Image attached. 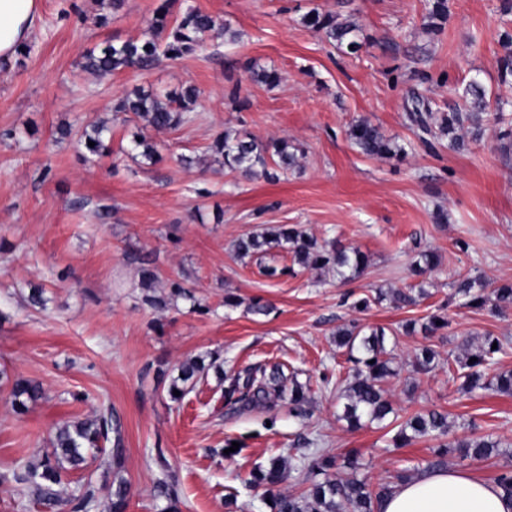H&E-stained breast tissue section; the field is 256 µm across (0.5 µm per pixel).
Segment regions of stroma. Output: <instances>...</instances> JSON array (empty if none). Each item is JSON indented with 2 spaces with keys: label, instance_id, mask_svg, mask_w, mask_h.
<instances>
[{
  "label": "stroma",
  "instance_id": "obj_1",
  "mask_svg": "<svg viewBox=\"0 0 512 512\" xmlns=\"http://www.w3.org/2000/svg\"><path fill=\"white\" fill-rule=\"evenodd\" d=\"M158 3L124 0L115 9L109 0H39L33 51L0 67V130L19 133L0 143V470L37 460L64 423L109 409L126 448L127 512H164L153 487L169 474L181 512H271L263 488L247 479L295 446L340 457L358 452L360 476L380 483L431 459L439 442L393 447V423L349 429L340 392L352 369L336 330L352 321L386 331L402 366L385 385L399 416L447 413L455 437L475 425L505 450L470 470L490 481L511 467L512 395L462 392L448 363L462 357V339L477 347L491 335L504 347L500 368L512 369V309L465 308L452 288L475 271L512 281V145L489 121L464 150H449L444 140L427 148L405 106L418 91L434 111H451L459 89L476 80L489 100H505L512 121V86L501 85L498 72L512 12H501V0H449L445 28L433 35L429 0H178L175 13L191 6L223 19L236 41L208 34L196 55L144 75L125 69L97 78L79 68L88 49L141 37ZM314 8L356 20L360 51L346 53L307 27L302 17ZM101 15L106 24H97ZM248 60L277 69L280 83L252 81ZM188 84L200 90L193 121L155 134L163 159L141 165L127 153L136 127L113 119V103L137 87ZM362 118L404 146V155L369 158L353 147L346 130ZM95 121L109 122L112 152L86 164L75 138L57 130ZM227 129L264 143L288 137L299 149L297 167L276 181L224 169L209 146ZM184 156L192 167L181 164ZM440 210L447 223H435ZM262 224H295L318 240H339L370 264L343 281L294 267L281 249L237 258L233 242ZM427 249L440 264L421 282L409 267ZM145 263L157 268L158 287L186 279L194 301L178 300L162 314L150 309L139 275ZM264 264L292 272L269 278ZM420 282L427 294L416 305L374 300L378 289ZM37 285L48 299L43 311L24 300ZM366 296L370 307L354 311ZM256 300L269 312H250ZM441 307L447 328L427 339L404 335L406 321L424 322ZM426 342L438 363L419 373L413 360ZM210 353L228 373L283 364L310 388L306 416L284 403L270 412L236 409L213 373L172 401L158 371L175 377L182 362ZM16 377L38 380L45 392L22 415L9 396ZM75 391L88 400L73 401ZM160 452L169 470L156 464Z\"/></svg>",
  "mask_w": 512,
  "mask_h": 512
}]
</instances>
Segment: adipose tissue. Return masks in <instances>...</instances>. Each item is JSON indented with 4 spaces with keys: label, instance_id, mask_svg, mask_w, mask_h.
Masks as SVG:
<instances>
[{
    "label": "adipose tissue",
    "instance_id": "ef3b65f1",
    "mask_svg": "<svg viewBox=\"0 0 512 512\" xmlns=\"http://www.w3.org/2000/svg\"><path fill=\"white\" fill-rule=\"evenodd\" d=\"M39 0H0V58L11 59L29 38ZM375 512H512L494 483L458 469L426 470L395 484Z\"/></svg>",
    "mask_w": 512,
    "mask_h": 512
}]
</instances>
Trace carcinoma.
Returning a JSON list of instances; mask_svg holds the SVG:
<instances>
[{
	"mask_svg": "<svg viewBox=\"0 0 512 512\" xmlns=\"http://www.w3.org/2000/svg\"><path fill=\"white\" fill-rule=\"evenodd\" d=\"M176 0H161L153 16L148 20L147 37L129 39L119 44H107L88 50L80 63L81 69L96 76H107L116 71L133 69L142 74L153 70L162 60H175L193 55L201 48L203 37L208 33L227 35L234 39V32L223 20L197 8H187L179 17L172 18ZM448 0H431L428 10V29L436 35L442 32L448 21ZM308 27L322 32L341 47L355 53L361 48L357 41L359 27L346 19L338 20L333 13L317 10L303 17ZM502 45L507 49L499 59L500 81L504 84L512 79V36L505 35ZM245 70L253 80L273 86L281 81L277 70L260 67L250 61ZM200 95L199 89L188 84L174 93L160 94L155 91H138L118 99L112 106L113 119L124 123L134 120L140 123L139 132L130 141V150L146 164L154 165L162 160L158 143L150 132L176 129L193 120V107ZM465 102L462 110L435 112L430 102L415 96L408 108L407 119L422 133L436 140H448V149L459 151L466 146L467 139L478 140L484 131V117L495 112V121L505 123L503 108L490 109V101L482 86L472 81L461 95ZM347 138L359 151L368 157H387L403 151L398 143L387 137L381 128L368 119L350 124ZM94 146H88V142ZM110 128L104 123H94L83 128L78 137L84 149V159H94L111 152ZM210 150L220 156L224 167L238 172L246 178L261 176L269 181L279 178L278 171L297 166L298 148L286 138L267 143L257 141L246 132L226 130L217 134ZM282 248L293 253L294 262L304 268L331 269L336 276L348 280L361 275L368 266L366 255L356 247L345 246L336 241L323 243L305 231L288 224L266 225L260 230L247 233L237 239L235 251L241 259L262 255L270 248ZM439 257L432 251L420 253L414 273L425 275L435 269ZM452 287L455 295L463 300V306L472 310H503L512 307V283H498L482 275L467 274L457 279ZM166 296L145 295L144 303L155 311L168 309L178 299H194L185 282L172 280ZM425 295L424 286L418 293L413 289H395L390 293L378 290L376 300L389 296L400 307L412 305ZM448 326L441 313L429 316L422 325L426 336H433ZM497 348H492V345ZM336 346L349 352L348 361L353 363V379L344 390V417L353 427L362 419L383 422L394 413L382 383L398 375L392 351L385 343L384 330L366 331L354 321L336 331ZM503 352L498 338L487 336L475 351L465 349L459 372L454 378L462 380L461 388L467 392L491 390L512 395V370H497L496 356ZM437 353L423 347L416 355L414 368L418 372L429 371L435 363ZM475 362H470V359ZM214 362H205L202 357L190 358L179 366V374L168 385L171 400L179 401L189 393L196 383L207 376ZM224 399L227 403L244 408L274 409L282 401L297 409L308 403L307 387L285 375L283 366L275 363L264 367H246L224 375ZM180 395H174V391ZM41 384L30 378H17L12 382L13 407L19 413L28 410V403L42 398ZM450 425L448 414L436 410L417 412L400 424L393 439L397 448L412 441L431 437L442 439L448 436ZM96 451L107 455L110 465L119 466L125 456L120 430V421L112 411H98L84 420L74 421L61 427L51 440L49 448L36 463L18 464L0 471V485L21 486L29 489L35 500L49 512H89L96 505V489L86 482L75 490L64 493L61 488L70 484L69 476L74 470L87 464V454ZM454 452L459 462L483 461L500 452L499 441L489 436L474 434L442 443L434 450L432 459L425 461L427 470L442 469L448 465V453ZM298 471L305 489L298 495L273 493V488L287 481L292 471ZM248 483L266 488L271 498V512H374V504L388 490L391 482L375 486L357 476L344 478L336 457L309 448L299 454L296 467H287L277 456L270 459L265 468H256L250 473ZM155 496L167 502L165 512H179L180 495L174 480H161L154 487ZM129 485L124 478L112 481L108 488V512H127Z\"/></svg>",
	"mask_w": 512,
	"mask_h": 512,
	"instance_id": "carcinoma-1",
	"label": "carcinoma"
}]
</instances>
